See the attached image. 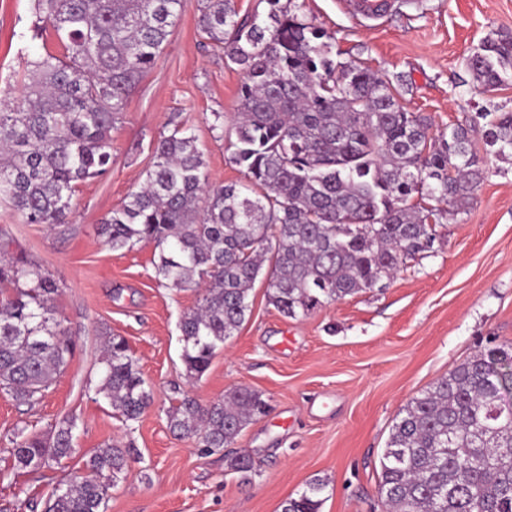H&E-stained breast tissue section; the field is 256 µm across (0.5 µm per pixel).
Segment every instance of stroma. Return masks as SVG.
<instances>
[{
    "mask_svg": "<svg viewBox=\"0 0 512 512\" xmlns=\"http://www.w3.org/2000/svg\"><path fill=\"white\" fill-rule=\"evenodd\" d=\"M331 38L334 52L379 74L405 75L400 102L430 116L434 132L472 123L483 109L512 112V85L491 93L473 82L466 59L495 31L512 33V0H390L377 20L350 14L344 0H297ZM199 0L181 16L154 67L115 124L112 166L80 182L63 224H27L0 203V228L14 252L52 271L62 326L76 342L63 373L35 407L0 393V472L11 466L17 429L47 435L74 419L79 457L51 469L0 479V512H44L53 489L83 473L84 456L107 443L132 446L105 512H281L311 480L325 484L320 512H386L378 495L380 456L398 412L470 356L512 343V155L490 157L469 205L437 225L434 253L409 264L385 288L365 290L287 318L263 282L244 323L218 348L201 378L186 374L178 322L198 294L155 276V247L104 245L98 226L143 184L153 149L173 123L189 127L210 183L239 182L225 129L243 74L207 41ZM33 0H0V96L19 97L28 60L55 48L35 35ZM123 337L153 401L133 427L96 395L104 334ZM260 393L266 414L225 451L204 452L170 431L166 412L182 395L207 404L232 387ZM244 455L250 480L226 459Z\"/></svg>",
    "mask_w": 512,
    "mask_h": 512,
    "instance_id": "1",
    "label": "stroma"
}]
</instances>
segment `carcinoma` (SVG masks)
I'll return each mask as SVG.
<instances>
[{
	"mask_svg": "<svg viewBox=\"0 0 512 512\" xmlns=\"http://www.w3.org/2000/svg\"><path fill=\"white\" fill-rule=\"evenodd\" d=\"M267 19L241 17L235 0H201L200 24L244 79L228 134L229 160L245 182L212 186L196 138L174 125L154 145L143 186L102 222L112 250L143 241L158 250L156 277L203 288L179 322L187 376L199 378L250 311L259 276L283 316L375 287L422 259L433 228L473 194L486 158L512 153V112L478 113L437 136L431 119L402 106L393 81L338 61L325 34L293 0H265ZM183 0H34L35 30L60 51L27 62L22 95L0 98V201L27 224H64L77 184L112 164L111 131L130 93L155 64ZM486 91L512 83V34L493 32L466 62ZM0 390L39 403L72 356L54 301L59 282L0 230ZM96 393L125 423L139 420L151 390L128 344L110 336ZM512 345L480 352L413 397L397 415L380 459L378 494L388 512H512ZM261 396L234 387L202 405L185 395L167 411L170 430L205 451L233 444L263 414ZM73 420L49 437L19 431L12 472L49 469L77 454ZM131 459L112 444L84 475L55 489L48 512H104ZM325 488L310 481L281 512H320Z\"/></svg>",
	"mask_w": 512,
	"mask_h": 512,
	"instance_id": "carcinoma-1",
	"label": "carcinoma"
}]
</instances>
